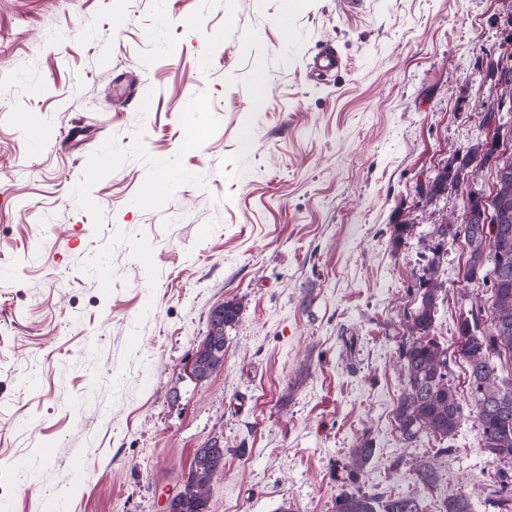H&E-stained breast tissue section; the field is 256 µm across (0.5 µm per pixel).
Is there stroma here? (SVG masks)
<instances>
[{"mask_svg":"<svg viewBox=\"0 0 512 512\" xmlns=\"http://www.w3.org/2000/svg\"><path fill=\"white\" fill-rule=\"evenodd\" d=\"M511 39L512 0H0V512H164L215 439L210 512L408 493L422 456L426 512L464 491L494 512L475 415L437 456L394 409L422 238L466 205L417 187L484 137ZM467 258L449 246L434 321L464 398L456 325L490 297ZM227 301L224 365L196 380ZM508 46L511 44L502 45L498 58L490 60L487 64L488 75L492 80L496 79L498 86L501 85V81L512 85V52L507 55ZM375 448H373L372 439L368 438V434H363L362 438L355 443L352 448L348 449L343 464V470L347 473L348 480H357L360 472L373 457ZM414 479L420 490L424 494L434 491L438 482V476L430 460L416 459L412 464Z\"/></svg>","mask_w":512,"mask_h":512,"instance_id":"1","label":"stroma"}]
</instances>
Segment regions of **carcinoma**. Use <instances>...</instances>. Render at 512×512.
Masks as SVG:
<instances>
[{
    "mask_svg": "<svg viewBox=\"0 0 512 512\" xmlns=\"http://www.w3.org/2000/svg\"><path fill=\"white\" fill-rule=\"evenodd\" d=\"M491 79L512 85V53L501 48L497 59L487 64ZM512 125V115L499 112L488 104L481 112L480 126L492 133L479 138L463 152L455 153L456 164L446 165L418 186L423 199L432 200L448 187H460L476 179L480 171L512 168V145L500 147L497 137L505 124ZM466 209L477 211L503 227L508 238L484 235L482 223L437 224L429 233L432 257L418 281V303L407 312L409 341L401 350L400 364L406 385L394 410V420L402 438L413 442L423 435L441 441L453 436L463 417L462 399L450 378L448 348L434 334L438 303L448 294L440 280L443 248L462 239L469 247L465 279L491 291V313L476 300L459 317L457 351L468 367L471 412L479 420L485 452L498 462H512V177L493 181L485 194L470 191ZM238 303L227 301L209 316V329L197 349L195 377L204 380L215 373L224 360V328L234 324L240 314ZM375 448L368 434L348 449L343 464L347 479H358L373 457ZM224 469V448L203 445L195 450L188 477L176 494L171 512H208L209 489L213 476ZM420 490L434 491L438 476L430 460L417 459L412 464ZM492 500L499 512H512V489L503 483ZM334 512H424L422 500L414 494L386 497L367 493L342 492L336 496ZM439 512H474L471 496L450 495L441 502Z\"/></svg>",
    "mask_w": 512,
    "mask_h": 512,
    "instance_id": "cac0c4a2",
    "label": "carcinoma"
}]
</instances>
